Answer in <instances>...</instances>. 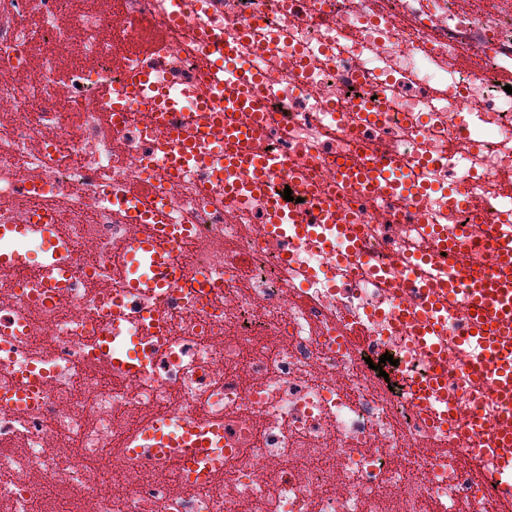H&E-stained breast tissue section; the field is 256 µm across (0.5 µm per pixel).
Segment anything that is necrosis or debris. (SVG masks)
<instances>
[{"label":"necrosis or debris","instance_id":"necrosis-or-debris-1","mask_svg":"<svg viewBox=\"0 0 512 512\" xmlns=\"http://www.w3.org/2000/svg\"><path fill=\"white\" fill-rule=\"evenodd\" d=\"M116 22L68 0H0V222L40 206L24 258L0 267V512H497L501 406L470 374L460 301L434 316L460 422L435 427L410 384L433 369L395 316L405 283L496 263L512 238V12L456 0H116ZM111 25V38L100 30ZM152 32L140 48L135 34ZM231 43L228 75H261L270 117L253 150L277 166L268 194L330 193L360 226L358 251L325 224L266 233L265 196L224 194L212 141L196 170L170 177L164 128L142 100L121 124L102 110L127 73L152 67L181 89L169 124L187 127L214 86L198 38ZM49 52L33 63L30 47ZM77 47L93 67L59 79ZM66 106H58L57 93ZM391 158L407 196L358 197L334 165ZM165 198L188 227L180 259L219 281L165 297L125 295L121 250L132 204ZM64 263L44 300L36 252ZM122 300L120 315L112 303ZM157 313V336L146 312ZM393 363H368L383 354ZM127 359L119 366L117 358ZM32 389V401L12 398ZM197 426L211 448L161 453L144 436Z\"/></svg>","mask_w":512,"mask_h":512}]
</instances>
